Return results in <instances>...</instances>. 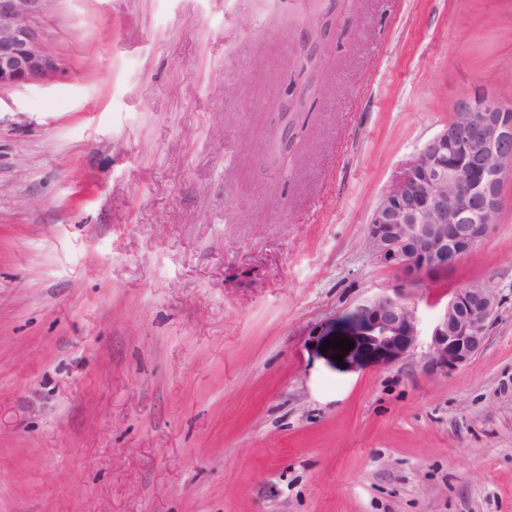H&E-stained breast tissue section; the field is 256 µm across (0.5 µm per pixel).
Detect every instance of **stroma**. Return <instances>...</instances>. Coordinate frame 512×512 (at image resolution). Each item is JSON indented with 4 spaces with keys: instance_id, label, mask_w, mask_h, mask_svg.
Returning <instances> with one entry per match:
<instances>
[{
    "instance_id": "obj_1",
    "label": "stroma",
    "mask_w": 512,
    "mask_h": 512,
    "mask_svg": "<svg viewBox=\"0 0 512 512\" xmlns=\"http://www.w3.org/2000/svg\"><path fill=\"white\" fill-rule=\"evenodd\" d=\"M41 25L63 74L0 90V512H512V174L412 289L413 353L320 350L397 285L366 247L397 171L460 98L512 103V0H56ZM471 284L500 300L483 349L424 375Z\"/></svg>"
}]
</instances>
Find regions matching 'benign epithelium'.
Masks as SVG:
<instances>
[{
	"label": "benign epithelium",
	"mask_w": 512,
	"mask_h": 512,
	"mask_svg": "<svg viewBox=\"0 0 512 512\" xmlns=\"http://www.w3.org/2000/svg\"><path fill=\"white\" fill-rule=\"evenodd\" d=\"M52 3L0 0V88L60 74L40 25ZM508 172L512 105L477 90L456 102L448 122L404 163L371 214L367 249L400 285L359 302L348 314L358 354L392 365L415 348L419 323L404 290L448 271L487 235ZM497 306L496 295L481 285L457 289L431 328L424 372L447 374L471 362Z\"/></svg>",
	"instance_id": "benign-epithelium-1"
}]
</instances>
